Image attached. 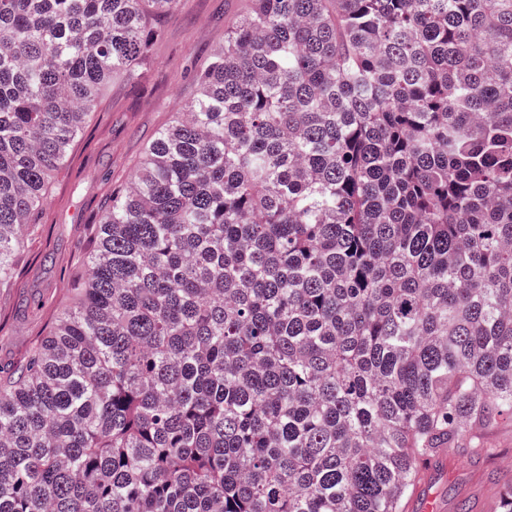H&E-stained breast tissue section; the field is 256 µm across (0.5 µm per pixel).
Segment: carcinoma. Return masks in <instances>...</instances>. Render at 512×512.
<instances>
[{"label": "carcinoma", "instance_id": "1", "mask_svg": "<svg viewBox=\"0 0 512 512\" xmlns=\"http://www.w3.org/2000/svg\"><path fill=\"white\" fill-rule=\"evenodd\" d=\"M0 0V288L146 11ZM0 378V512H405L512 414V0H249Z\"/></svg>", "mask_w": 512, "mask_h": 512}]
</instances>
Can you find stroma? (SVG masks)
I'll return each instance as SVG.
<instances>
[{"instance_id": "1", "label": "stroma", "mask_w": 512, "mask_h": 512, "mask_svg": "<svg viewBox=\"0 0 512 512\" xmlns=\"http://www.w3.org/2000/svg\"><path fill=\"white\" fill-rule=\"evenodd\" d=\"M248 0H181L175 13L151 15L162 36L144 73L114 80L100 97L67 162L54 173L43 205V229L11 287L0 289V368H12L45 336L74 282L87 271L92 230L113 186L127 182L155 135L194 94L193 77L224 46V28ZM493 456L452 449L423 471L441 512H492L512 485V420L486 430Z\"/></svg>"}]
</instances>
